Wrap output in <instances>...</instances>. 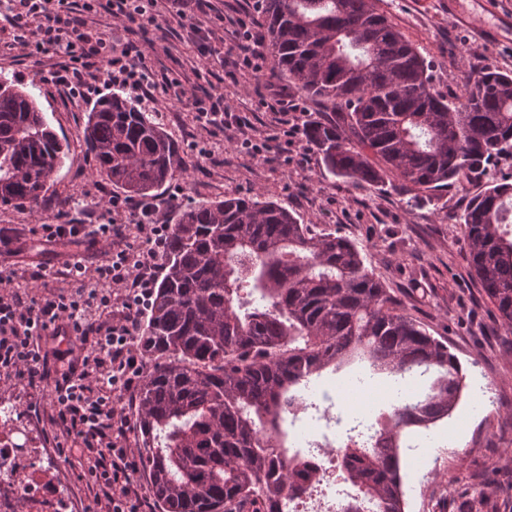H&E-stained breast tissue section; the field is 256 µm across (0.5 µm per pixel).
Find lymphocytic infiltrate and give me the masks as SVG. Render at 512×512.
Returning a JSON list of instances; mask_svg holds the SVG:
<instances>
[{"instance_id":"1","label":"lymphocytic infiltrate","mask_w":512,"mask_h":512,"mask_svg":"<svg viewBox=\"0 0 512 512\" xmlns=\"http://www.w3.org/2000/svg\"><path fill=\"white\" fill-rule=\"evenodd\" d=\"M210 0H9L5 20L13 33L9 47L22 56L60 53L68 64L53 80L75 94L94 91L90 70L105 74L112 85L141 102H189L199 120L238 132L240 121L224 101V90L205 97L188 93L178 82L157 87L145 64L143 46L111 37V30L176 22L202 45L209 61L221 60L218 30ZM106 11L108 32L88 28L86 16ZM129 224H49L45 244L103 245L106 259L97 265L69 262L63 277L86 281L85 291L57 294L42 301L14 292L0 295V392L8 393L15 377L32 389L53 381L52 408L64 432L76 435L81 452L94 461L89 489L104 501L105 512H151L133 473L137 451L128 437V419L119 402L139 382L145 360L134 336L136 317L150 303L157 261L165 253L172 229L161 204L110 200ZM116 308L112 320L102 310ZM75 338L91 352L47 350V339Z\"/></svg>"}]
</instances>
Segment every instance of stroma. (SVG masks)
Masks as SVG:
<instances>
[{
	"label": "stroma",
	"mask_w": 512,
	"mask_h": 512,
	"mask_svg": "<svg viewBox=\"0 0 512 512\" xmlns=\"http://www.w3.org/2000/svg\"><path fill=\"white\" fill-rule=\"evenodd\" d=\"M379 8L431 65L434 88L449 100L461 98L467 77L485 70L512 71V32L500 41H478L473 29L448 16V0H380ZM130 39L150 47L146 60L156 82L179 81L196 94L223 86L224 97L245 124V145L228 144L223 132L202 125L189 105L174 103L161 121L188 164L159 197L176 217L184 206L227 195H264L283 202L301 223L327 229L355 242L374 275L394 293L428 332L446 340L465 374L462 398L452 416L420 434L402 451L405 512H461L474 485H481L488 512H512V331L497 322L494 305L464 258L466 243L453 216L481 188L466 183L433 196L411 197L390 186L374 189L337 178L322 164L302 133L301 117L316 104L292 83L261 79L235 67L234 26L224 28L225 65L208 62L191 38L167 36L159 27L133 29ZM9 33L0 32V74L31 84L34 72L59 70L60 56L23 57L9 50ZM36 99L61 141L70 145L63 167L31 207L0 206V227L14 228L27 244L24 257L61 268L71 245L44 248L41 227L74 220L105 224L112 220L110 197L120 190L95 173V160L82 143L91 99L40 83ZM288 101V112L271 111ZM269 143L268 159L255 157L254 143ZM333 389L348 401L390 403L385 379L341 371L316 381L315 392ZM34 430L50 465L47 478L73 485L78 512H102L84 477L90 458L77 454L79 440L60 431L49 417L34 419Z\"/></svg>",
	"instance_id": "stroma-1"
}]
</instances>
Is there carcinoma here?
Returning <instances> with one entry per match:
<instances>
[{
  "label": "carcinoma",
  "mask_w": 512,
  "mask_h": 512,
  "mask_svg": "<svg viewBox=\"0 0 512 512\" xmlns=\"http://www.w3.org/2000/svg\"><path fill=\"white\" fill-rule=\"evenodd\" d=\"M270 77L323 111L303 130L332 174L376 187L394 176L434 195L512 160V72L467 80L458 104L439 94L417 47L377 0H261ZM83 142L96 172L132 197L187 171L156 114L114 93L89 109ZM36 99L0 75V205L32 206L68 156ZM459 223L466 260L496 318L512 327V182L491 181ZM248 299H243L242 291ZM152 363L137 395L136 446L160 512H282L315 481L288 455L297 388L360 360L428 391L382 411L375 448H341L338 481L359 494L340 512H405L404 437L450 417L464 377L375 278L350 239L314 233L282 203L226 196L180 211L165 273L138 334Z\"/></svg>",
  "instance_id": "carcinoma-1"
}]
</instances>
